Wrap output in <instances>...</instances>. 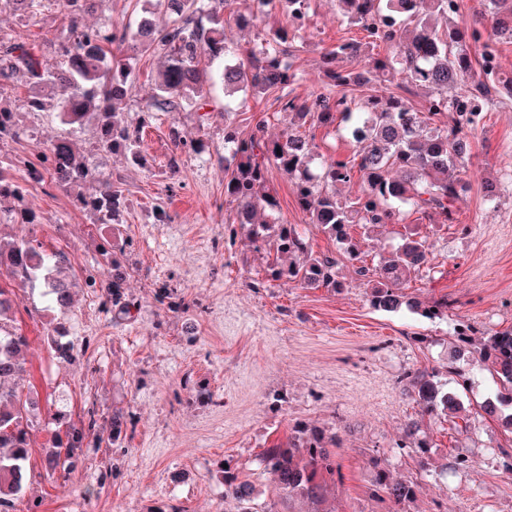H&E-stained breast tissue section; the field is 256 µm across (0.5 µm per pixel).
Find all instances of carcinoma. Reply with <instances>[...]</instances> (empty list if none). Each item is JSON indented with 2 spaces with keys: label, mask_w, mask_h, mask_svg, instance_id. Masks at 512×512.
I'll return each mask as SVG.
<instances>
[{
  "label": "carcinoma",
  "mask_w": 512,
  "mask_h": 512,
  "mask_svg": "<svg viewBox=\"0 0 512 512\" xmlns=\"http://www.w3.org/2000/svg\"><path fill=\"white\" fill-rule=\"evenodd\" d=\"M62 16V29L40 44L20 38L0 37V92L17 77L25 78L28 95L23 106L28 112H56L69 130L57 137L41 154L36 179H48L72 194L74 204L92 214L98 224L117 220L126 198L112 186L87 157L77 154L74 134L85 123L96 125L94 148L139 160V129L123 121L114 100L134 88L133 62L137 56L161 53L167 65L149 104V112H177L184 103L205 98L206 86L216 83L232 95L249 92L258 96L270 89L281 91V111L295 115L296 123L276 139L264 135L266 120L260 119L251 134H224V144L233 149L234 163L224 182V195L236 203L234 223L247 230L255 252L268 258L267 272L273 280H285L304 288H326L341 292L350 286L334 256L315 255L298 225L279 217L278 201L269 182L275 167L288 174L300 210L310 223L321 226L353 262V279L369 290L371 306L379 311L404 308L429 320L448 318V300L427 304L403 293L402 285L429 262L428 234L418 224L405 223L415 213L430 224L441 226L456 221V203L466 195L469 184L462 177L467 150V130L476 127L491 102V92L512 96V75L482 69L474 63L470 42L475 31L462 24L448 23V0H336L337 19L363 28L368 41H345L322 56L326 85L339 89L336 95L316 93L301 100L288 91L297 82L288 60V42L295 37L310 9V0H264L260 13L233 15L245 28L275 16L276 10L291 20L279 24L272 41L251 49L240 60L224 42V9L232 0H155L169 13L160 29L130 25L89 27L84 16L96 0H55ZM495 38L512 40V0H487ZM41 0H0V10L9 9L28 25L40 22ZM208 24H203L202 19ZM388 54H373L379 44ZM369 58L368 70L354 63ZM392 76L400 87L422 96V108L405 98L367 93L365 88ZM473 80L479 94L448 96V88ZM356 126L363 134L353 138L356 150L346 160L327 158L316 150L307 131L333 128L352 135ZM19 135L17 113L0 107V142ZM174 151L168 169L176 172L179 156L198 153L205 147L201 138L184 140L173 133ZM13 161L0 157V199L11 198L18 206L10 220L36 223L35 213L24 203L26 188L12 174ZM362 184L359 193L340 197L334 187L353 180ZM382 224H401L404 233L390 256L378 265L367 263L351 230L358 226L370 234ZM66 253L47 251L35 237L21 238L0 247V512H14L22 499L27 480L31 433L38 418L39 395L22 394L13 381L24 372L20 353L28 336L17 325L14 288L38 289L49 307L67 310L72 303L70 283L58 276ZM126 272L112 256V275L97 284L85 279L89 288L99 287L101 304L115 321L131 314L123 299ZM475 327L458 320L456 341L473 345ZM480 361L490 374L495 397L481 405L491 418L501 417L512 425V330L495 331L480 338ZM439 372L414 371L404 376L425 412L441 409L455 413L460 405L456 392L445 391L437 380ZM102 425L93 410L79 422L64 421L44 453L47 474L65 477L72 467L74 451L85 440L99 437ZM336 435L323 428L298 424L284 444L263 449L258 468L268 475L280 494L290 501L311 505L307 512H328L327 503L344 475L331 448ZM395 447L419 457L428 465L430 443L425 438L403 440ZM224 483V498L235 502L234 512H278L275 504L257 508L253 484L240 477L237 468L217 470ZM418 482L397 480L384 469L377 472L375 491L400 506L414 499Z\"/></svg>",
  "instance_id": "obj_1"
}]
</instances>
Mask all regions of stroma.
<instances>
[{
    "label": "stroma",
    "mask_w": 512,
    "mask_h": 512,
    "mask_svg": "<svg viewBox=\"0 0 512 512\" xmlns=\"http://www.w3.org/2000/svg\"><path fill=\"white\" fill-rule=\"evenodd\" d=\"M149 10L148 0H100L86 22L134 25ZM59 24L52 6L29 28L0 12V35L29 42L43 41ZM364 37L360 28L338 21L334 0H312L292 56L300 76L294 94L323 90V53ZM162 63L157 54L140 55L133 93L117 105L129 123L142 127L139 162L93 158L127 200L116 230L128 243L121 260L124 296L137 306L132 321L113 324L99 290L84 284L90 273L107 278L112 257L100 244L116 230L75 208L69 193L47 180H27L37 223H0L1 238L33 236L46 248L64 250L76 282L73 304L63 314L44 311L30 289L15 291L17 324L29 338L20 384L44 401L32 433L26 499L38 501L39 512H224L216 472L228 461L253 482L258 505L273 501L278 512H288L256 456L287 441L302 420L336 434L344 481L331 501L334 512H512V474L499 465L512 436L480 408L492 380L477 354L451 356L458 318L481 333L512 329V99L495 97L471 136L470 190L457 205L456 224L428 230L438 277L423 272L404 284L406 293L424 301L447 298V319L430 321L375 310L356 282L335 293L270 280L246 231L228 232L235 211L224 198V129L248 135L255 118L265 115L268 136L277 137L289 116L271 93L238 95L233 112H225L218 87L206 98L208 126H200L192 106L144 118ZM21 125L20 136L1 143L0 153L25 178V162L36 161L64 127L55 117L29 112ZM175 130L186 138L204 136L208 147L182 156L173 173L168 161ZM269 180L280 218L299 225L313 251L338 254L335 241L298 208L288 177L274 169ZM489 182L497 187L492 201L485 193ZM462 224L467 232H459ZM57 322L74 347L68 363L54 359L43 342ZM417 334L428 344L414 342ZM416 369L438 370L449 385L458 374L468 376L463 410L425 414L402 384ZM91 407L103 421L113 410L124 412L128 430L120 444L85 442L67 480L47 475L43 453L58 413L75 422ZM412 424L433 443L425 472L416 457L394 447ZM460 456L472 467H457ZM380 465L395 478L419 479L412 502L399 507L374 495Z\"/></svg>",
    "instance_id": "obj_1"
}]
</instances>
